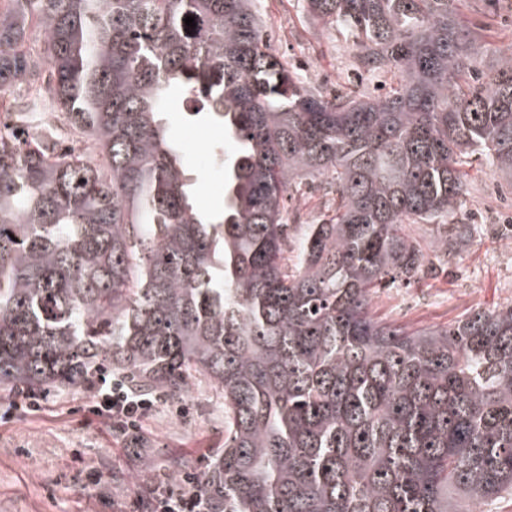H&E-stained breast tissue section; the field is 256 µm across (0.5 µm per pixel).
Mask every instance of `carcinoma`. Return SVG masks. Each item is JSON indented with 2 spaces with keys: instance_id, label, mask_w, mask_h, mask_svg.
Wrapping results in <instances>:
<instances>
[{
  "instance_id": "carcinoma-1",
  "label": "carcinoma",
  "mask_w": 512,
  "mask_h": 512,
  "mask_svg": "<svg viewBox=\"0 0 512 512\" xmlns=\"http://www.w3.org/2000/svg\"><path fill=\"white\" fill-rule=\"evenodd\" d=\"M0 383L224 397L210 512H476L512 497V303L411 330L382 281L452 255L477 154L512 177V46L461 0H306L375 96L315 88L271 52L254 0H4ZM195 18L187 33L184 19ZM45 33L32 41L30 30ZM224 127L223 205L193 202L165 115ZM319 183L312 224L283 204ZM407 224L449 226L423 243ZM302 229L297 262L285 256Z\"/></svg>"
}]
</instances>
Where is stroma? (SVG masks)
<instances>
[{
    "mask_svg": "<svg viewBox=\"0 0 512 512\" xmlns=\"http://www.w3.org/2000/svg\"><path fill=\"white\" fill-rule=\"evenodd\" d=\"M268 27L269 46L298 66L315 85L334 86L351 78V51L343 34L309 13L305 0H256ZM491 10L496 26L490 48L478 60L486 72L495 67L497 49L512 45V0H463L461 11L472 24ZM189 100L169 101L171 130L182 142L193 172L197 205L216 209L222 200L224 171L210 149L224 138L221 127L190 121ZM464 217L477 225L474 238L445 268L426 272L411 285L374 293V319L412 329L443 326L471 310L512 302V237L501 225L512 224V182L474 158ZM87 388L51 391L42 411L0 425V512H128L133 502L149 506L152 479L171 480L205 473L211 453L224 446V406L204 377L192 381L182 399L167 398L146 416L137 441L113 435L99 422H86ZM188 417L175 416L179 404Z\"/></svg>",
    "mask_w": 512,
    "mask_h": 512,
    "instance_id": "obj_1",
    "label": "stroma"
}]
</instances>
